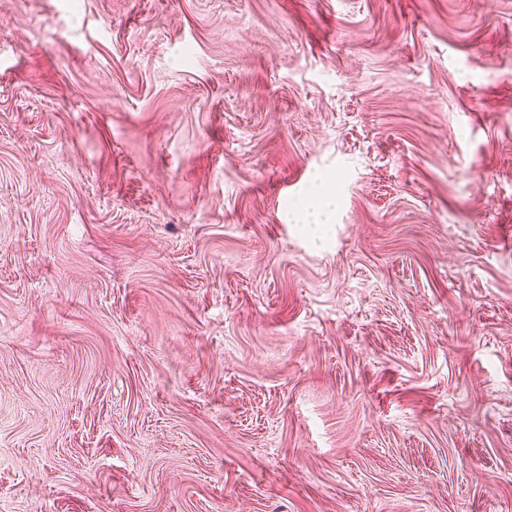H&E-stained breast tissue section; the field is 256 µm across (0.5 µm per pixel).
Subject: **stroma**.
I'll use <instances>...</instances> for the list:
<instances>
[{
    "mask_svg": "<svg viewBox=\"0 0 512 512\" xmlns=\"http://www.w3.org/2000/svg\"><path fill=\"white\" fill-rule=\"evenodd\" d=\"M0 512H512V0H0Z\"/></svg>",
    "mask_w": 512,
    "mask_h": 512,
    "instance_id": "obj_1",
    "label": "stroma"
}]
</instances>
